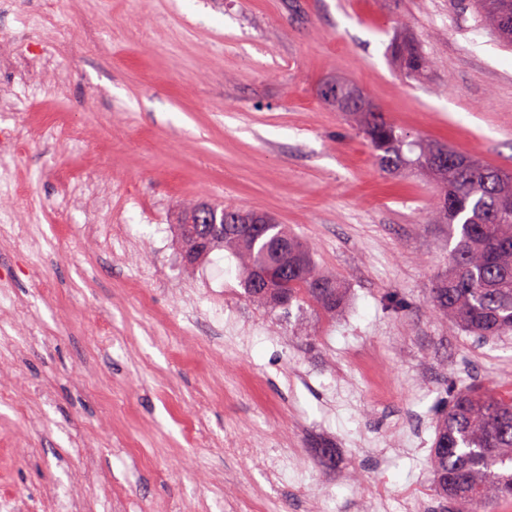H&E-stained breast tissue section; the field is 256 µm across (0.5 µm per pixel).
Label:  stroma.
Segmentation results:
<instances>
[{
    "label": "stroma",
    "mask_w": 512,
    "mask_h": 512,
    "mask_svg": "<svg viewBox=\"0 0 512 512\" xmlns=\"http://www.w3.org/2000/svg\"><path fill=\"white\" fill-rule=\"evenodd\" d=\"M405 28L431 62L420 79L391 52ZM28 45V82L0 73V122L23 136L0 154V221L24 227L0 238V497L410 512L416 496L437 512V408L457 383L512 388V336L479 343L431 315L448 265L436 185L381 170L321 89L345 79L407 132L512 170V47L471 0H12L0 55ZM190 199L305 240L345 292L336 318L252 305L227 251L184 263ZM227 307L244 335H225ZM239 436L257 455L225 448Z\"/></svg>",
    "instance_id": "1"
}]
</instances>
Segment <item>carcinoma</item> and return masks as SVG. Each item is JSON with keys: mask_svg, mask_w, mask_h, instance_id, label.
Returning <instances> with one entry per match:
<instances>
[{"mask_svg": "<svg viewBox=\"0 0 512 512\" xmlns=\"http://www.w3.org/2000/svg\"><path fill=\"white\" fill-rule=\"evenodd\" d=\"M474 7L490 30L511 45L512 0H474ZM392 51L405 77L416 79L429 71L430 60L416 45L400 39L394 41ZM352 116L379 168L393 172L410 165L440 185L430 220L448 225L457 238L448 253V271L430 289L434 315L479 339L512 333V211L500 207L502 198L512 197V172L453 148L448 149V165L439 167L432 163L435 142L412 137L370 112ZM257 220L274 225L275 236L294 246L281 287L258 291L250 279L252 269L282 262L271 238H220L196 252L183 236L184 252L193 253L189 265L225 248L237 261L244 297L256 306L288 311L295 306L301 314L334 317L343 302L339 281L318 267L310 247L287 227L268 215ZM430 467L443 512H498L500 503L511 501L512 388L451 387Z\"/></svg>", "mask_w": 512, "mask_h": 512, "instance_id": "cac0c4a2", "label": "carcinoma"}]
</instances>
